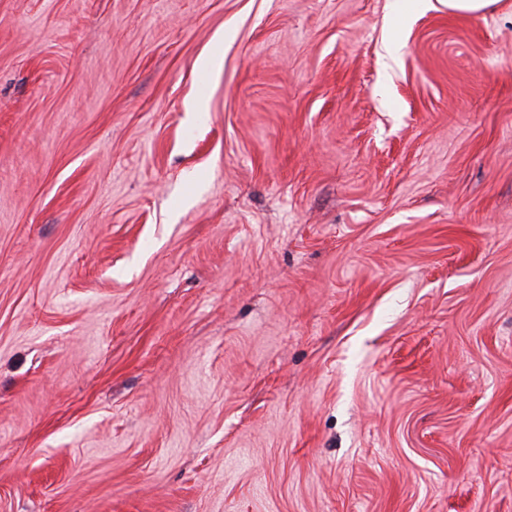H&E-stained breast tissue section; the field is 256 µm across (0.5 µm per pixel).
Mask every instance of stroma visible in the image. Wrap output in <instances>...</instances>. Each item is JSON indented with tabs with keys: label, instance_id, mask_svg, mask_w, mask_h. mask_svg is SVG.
I'll use <instances>...</instances> for the list:
<instances>
[{
	"label": "stroma",
	"instance_id": "35a3bbf8",
	"mask_svg": "<svg viewBox=\"0 0 512 512\" xmlns=\"http://www.w3.org/2000/svg\"><path fill=\"white\" fill-rule=\"evenodd\" d=\"M410 2L0 0V512H512V0ZM450 13L474 15L486 12L499 0H445Z\"/></svg>",
	"mask_w": 512,
	"mask_h": 512
}]
</instances>
